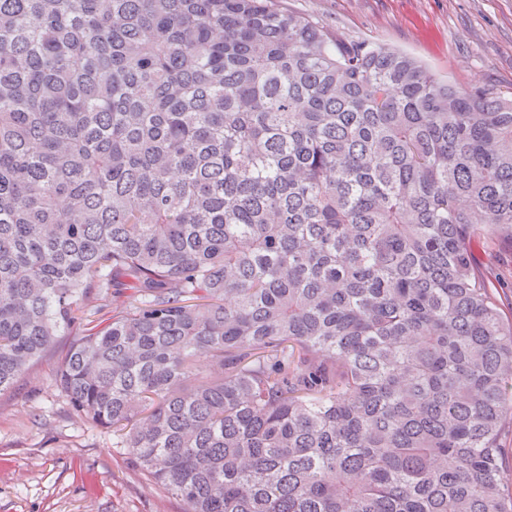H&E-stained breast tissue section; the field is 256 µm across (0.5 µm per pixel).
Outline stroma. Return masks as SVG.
Masks as SVG:
<instances>
[{
  "label": "stroma",
  "mask_w": 512,
  "mask_h": 512,
  "mask_svg": "<svg viewBox=\"0 0 512 512\" xmlns=\"http://www.w3.org/2000/svg\"><path fill=\"white\" fill-rule=\"evenodd\" d=\"M350 40L403 50L458 84L512 96V0H277ZM480 269L512 316V247L477 241ZM0 394V512H183L109 430L77 418L55 383L58 349Z\"/></svg>",
  "instance_id": "1"
}]
</instances>
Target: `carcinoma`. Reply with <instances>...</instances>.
<instances>
[{
	"label": "carcinoma",
	"instance_id": "cac0c4a2",
	"mask_svg": "<svg viewBox=\"0 0 512 512\" xmlns=\"http://www.w3.org/2000/svg\"><path fill=\"white\" fill-rule=\"evenodd\" d=\"M481 237L512 98L274 0H0V394L83 327L57 387L184 512H512Z\"/></svg>",
	"mask_w": 512,
	"mask_h": 512
}]
</instances>
